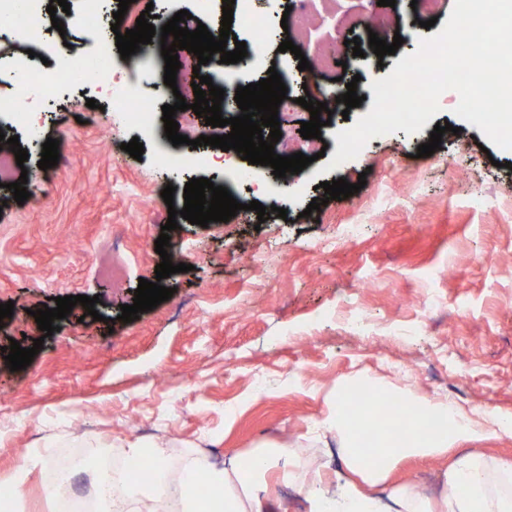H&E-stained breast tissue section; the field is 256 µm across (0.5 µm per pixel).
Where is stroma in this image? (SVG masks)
I'll list each match as a JSON object with an SVG mask.
<instances>
[{
	"label": "stroma",
	"instance_id": "stroma-1",
	"mask_svg": "<svg viewBox=\"0 0 512 512\" xmlns=\"http://www.w3.org/2000/svg\"><path fill=\"white\" fill-rule=\"evenodd\" d=\"M118 4L102 0L96 32L45 25L38 41L0 43V70L33 47L98 52ZM252 7L268 32L251 76L286 70L298 100L306 74L294 54L278 50L284 9L274 0ZM379 11L378 0L309 6L304 58L349 57V67H325L320 81L356 82L363 101L322 127L327 149L299 173L302 191L283 218L259 192L274 181L267 168L233 151L224 154L230 174L171 168L165 155L187 154L189 145L157 152L97 90L65 86L41 113L42 137L59 142V165L40 169L39 149L21 140L29 197L17 203L0 187V304L14 305L12 317L0 319V348L43 341L25 369L10 371L0 358V486L21 487L17 498L0 500V512H59L51 489L58 459L84 447L123 458L133 442L162 446L169 462L219 467L289 446L291 467L266 475L271 512H306L300 477L322 463L342 465L325 429L336 389L365 375L391 391L466 411L490 406L512 419V151H482L485 136L456 115L458 94L448 90L435 122L419 133L372 138L356 158L326 167L336 132L370 111L371 82L418 47L408 35L395 54L369 52L364 21ZM355 38L366 57L354 56ZM90 99L96 108L87 107ZM445 121L452 129L439 150L417 157ZM134 138L144 147L138 159L122 148ZM319 171L328 182L366 184L312 211V199L325 195L313 181ZM194 178L227 182L244 208L205 227L181 220L167 252L189 269L157 279L155 242L168 219L161 192L171 185L182 198ZM253 200L266 206L265 216L246 210ZM329 237L335 248H324ZM109 249L125 266L115 280L98 271ZM143 279L171 288V299L120 321ZM70 295L99 296L96 316L75 306L43 337L34 310ZM446 464L407 460L389 482H413L436 498Z\"/></svg>",
	"mask_w": 512,
	"mask_h": 512
}]
</instances>
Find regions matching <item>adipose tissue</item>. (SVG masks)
I'll list each match as a JSON object with an SVG mask.
<instances>
[{
	"instance_id": "ef3b65f1",
	"label": "adipose tissue",
	"mask_w": 512,
	"mask_h": 512,
	"mask_svg": "<svg viewBox=\"0 0 512 512\" xmlns=\"http://www.w3.org/2000/svg\"><path fill=\"white\" fill-rule=\"evenodd\" d=\"M401 402L398 416L364 414L352 421L338 416L327 421V429L340 439L338 452L344 467L334 472L329 487L316 474L303 479L308 512H512V462L469 448L450 451L459 441L480 439L497 430L511 432L512 422L491 409L469 414L440 400L405 396ZM432 415L444 421V430L424 429L425 418ZM291 454L283 446L272 457L256 454L222 467L188 466L191 479L214 481L217 489L202 498L181 496L177 512H270L268 489L260 476L272 458L287 462ZM447 454L452 461L444 473L445 491L440 497H424L408 483L394 488L388 498L375 494V487L386 482L399 463Z\"/></svg>"
}]
</instances>
